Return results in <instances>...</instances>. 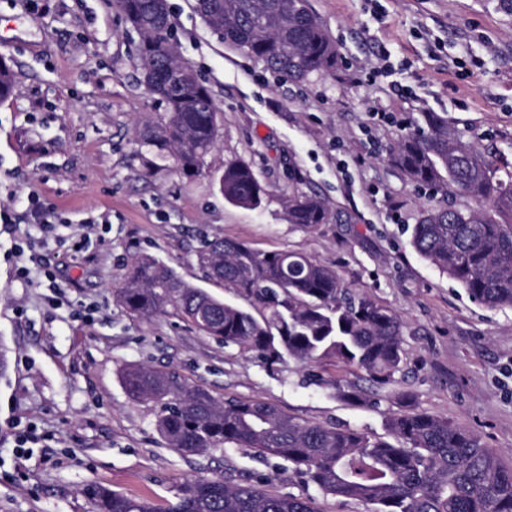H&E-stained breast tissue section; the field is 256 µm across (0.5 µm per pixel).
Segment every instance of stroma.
<instances>
[{"label":"stroma","instance_id":"35a3bbf8","mask_svg":"<svg viewBox=\"0 0 512 512\" xmlns=\"http://www.w3.org/2000/svg\"><path fill=\"white\" fill-rule=\"evenodd\" d=\"M309 3L339 57L329 73L297 82L225 45L194 0H168L179 58L207 81L220 124L216 148L186 173L141 143L166 110L143 82L139 37L115 0H0V58L14 76L0 101V210L14 219L0 232V512H93L91 484L165 512L186 481L213 475L313 496L317 512H371L317 495L306 475L248 448L170 447L151 404L125 391L131 365L176 371L220 401H263L376 437L407 393L512 466V310L473 301L413 250L422 211L453 199L410 183L389 160L398 136L436 112L512 166V12L500 0ZM233 160L266 187L259 207L221 194ZM298 191L326 203V223H289L286 202ZM32 193L61 221L53 236L36 229ZM204 235L305 252L396 311L405 354L393 382L376 386L334 358L270 364L181 319L124 310L116 293L140 254L250 308L205 280L195 257Z\"/></svg>","mask_w":512,"mask_h":512}]
</instances>
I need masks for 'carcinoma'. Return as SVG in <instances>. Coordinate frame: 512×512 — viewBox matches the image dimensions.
I'll return each instance as SVG.
<instances>
[{
  "label": "carcinoma",
  "mask_w": 512,
  "mask_h": 512,
  "mask_svg": "<svg viewBox=\"0 0 512 512\" xmlns=\"http://www.w3.org/2000/svg\"><path fill=\"white\" fill-rule=\"evenodd\" d=\"M138 30L144 83L167 107L161 127L141 133L142 144L193 172L215 148L217 112L206 83L179 67L170 12L158 0H116ZM198 0V15L224 43L295 80L336 65V45L308 0ZM13 89L11 68L0 59V100ZM392 163L412 183L464 197L474 207L425 211L410 244L422 258L488 308H512V172L498 176L494 160L463 141L448 120L427 112L424 122L390 147ZM224 199L260 204L266 188L241 160L225 163ZM288 221L323 224L328 208L317 196L288 198ZM205 277L225 283L267 309L257 318L183 279L163 261L135 257L119 301L130 314H173L224 346L257 350L270 362L289 356L303 364L335 357L365 369L387 385L400 371L405 323L395 311L345 286L335 270L302 251L261 253L244 241L200 239L195 250ZM124 385L135 401L155 402L156 426L168 444L191 455L219 448H250L263 460L279 459L307 475L324 495L356 500L372 512H512V467L468 428L416 408L391 416L392 440L357 430L301 423L260 401L218 402L208 391L181 382L174 372L131 367ZM96 512H154L144 499L92 486ZM168 512H316L304 495H272L221 476L186 481Z\"/></svg>",
  "instance_id": "obj_1"
}]
</instances>
